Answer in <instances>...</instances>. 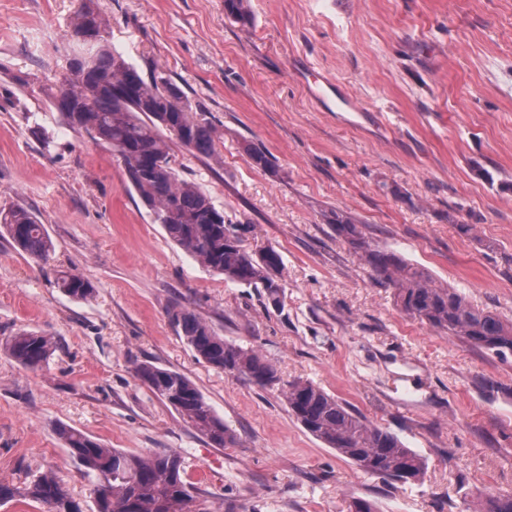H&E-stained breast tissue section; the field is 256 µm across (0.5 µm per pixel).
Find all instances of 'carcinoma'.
Listing matches in <instances>:
<instances>
[{"instance_id": "obj_1", "label": "carcinoma", "mask_w": 512, "mask_h": 512, "mask_svg": "<svg viewBox=\"0 0 512 512\" xmlns=\"http://www.w3.org/2000/svg\"><path fill=\"white\" fill-rule=\"evenodd\" d=\"M249 0H224V12L241 26L252 24ZM71 29L75 46L50 100L64 122L119 153L127 183L162 226L168 238L207 270L224 279L260 288L279 306L283 260L272 246L249 250L233 241L237 224L216 208L210 195L180 177L170 164L171 145L194 156L216 151V130L206 112L192 104L166 73L155 67L143 77L112 49L107 23L93 0H81ZM66 103H59V98ZM336 235L362 253L375 275L395 290L406 315L445 331L500 359L512 356V321L472 306L454 288L434 284L423 268L393 250L373 247L363 227L342 213L333 219ZM26 256L49 260L52 241L45 225L22 207H0V231ZM66 296L87 301L92 283L76 274L57 278ZM170 318L195 357L262 389H277L288 411L313 437L376 478L403 484L418 481L426 460L393 433L371 423L349 404L303 380L282 381L277 368L253 347L220 336L211 324L176 305ZM4 349L20 366L39 370L57 349L55 338L36 330L8 337ZM137 378L214 448H232L238 437L185 374L148 361ZM55 432L91 480L95 512H193L198 488L189 480L182 454L169 448L134 453L110 448L101 439L59 424ZM29 500L43 512H83L81 503L53 471L37 472L21 484L0 481V503ZM479 512H512V494H491Z\"/></svg>"}]
</instances>
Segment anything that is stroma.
Wrapping results in <instances>:
<instances>
[{
    "label": "stroma",
    "instance_id": "35a3bbf8",
    "mask_svg": "<svg viewBox=\"0 0 512 512\" xmlns=\"http://www.w3.org/2000/svg\"><path fill=\"white\" fill-rule=\"evenodd\" d=\"M78 0H0V206L45 224L37 262L0 238V340L54 336L43 369L0 349V479L51 470L91 507L57 438L63 423L131 452H180L204 512H473L512 492V357L500 360L405 316L331 223L363 224L475 307L512 319V0H98L112 46L156 64L205 110L218 157L171 163L244 224V244L284 263L281 308L170 242L128 189L116 152L50 107ZM311 66L356 112H328ZM253 144L270 168L245 152ZM89 279L65 296L59 272ZM181 304L225 340L260 350L397 435L428 464L387 483L338 456L262 390L199 361L168 317ZM188 376L239 440L211 447L135 376L144 361ZM56 284L63 294L74 300L87 301L94 296V286L88 279L80 275H61L57 278Z\"/></svg>",
    "mask_w": 512,
    "mask_h": 512
}]
</instances>
